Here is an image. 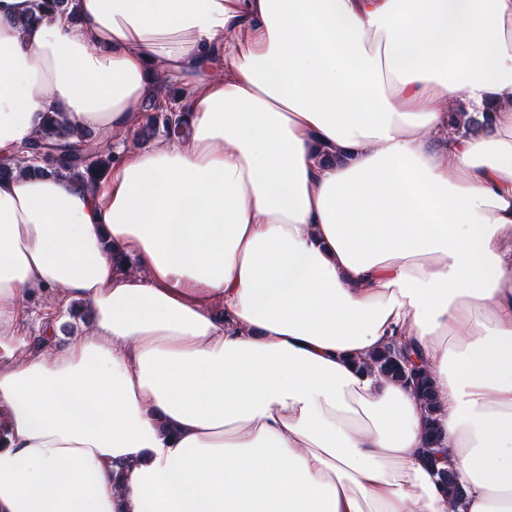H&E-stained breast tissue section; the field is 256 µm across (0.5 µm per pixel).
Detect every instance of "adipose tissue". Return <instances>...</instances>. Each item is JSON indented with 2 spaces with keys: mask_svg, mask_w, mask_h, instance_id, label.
I'll return each instance as SVG.
<instances>
[{
  "mask_svg": "<svg viewBox=\"0 0 512 512\" xmlns=\"http://www.w3.org/2000/svg\"><path fill=\"white\" fill-rule=\"evenodd\" d=\"M75 6L0 0V159L122 136L0 179V512H512V0ZM151 100L188 129L142 149ZM50 288L92 322L48 356ZM101 138L92 131L67 133L62 129L55 114H47L40 132L27 145L33 151H40L44 160L53 159L58 152L43 147H56L65 142L67 151L58 155L50 165L53 173L70 177L84 186L92 187L112 164L113 152L119 145L116 141L112 149L102 145ZM115 148V149H114ZM57 294L56 289L49 290L40 297L29 298L24 303V326L30 339L37 340L40 336H46L44 313L50 300ZM367 368L390 379L409 383L417 390L428 411L431 413L429 443H433L438 437V427L436 418H433L432 415L439 410V407L426 372L422 368H417L416 375L410 377V372L399 358L398 350L392 348V346H388L376 354L367 365Z\"/></svg>",
  "mask_w": 512,
  "mask_h": 512,
  "instance_id": "obj_1",
  "label": "adipose tissue"
}]
</instances>
